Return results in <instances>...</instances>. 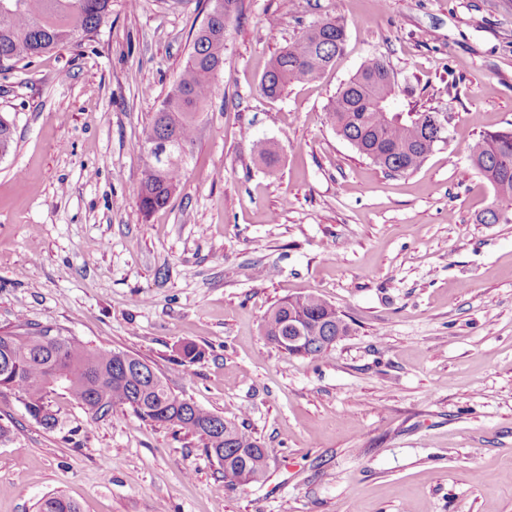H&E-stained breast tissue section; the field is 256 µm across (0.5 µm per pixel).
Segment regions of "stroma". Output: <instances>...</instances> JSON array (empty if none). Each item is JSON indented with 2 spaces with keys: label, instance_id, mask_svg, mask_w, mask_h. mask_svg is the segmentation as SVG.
I'll return each instance as SVG.
<instances>
[{
  "label": "stroma",
  "instance_id": "35a3bbf8",
  "mask_svg": "<svg viewBox=\"0 0 512 512\" xmlns=\"http://www.w3.org/2000/svg\"><path fill=\"white\" fill-rule=\"evenodd\" d=\"M212 0H112L97 32L0 71L14 146L0 159V327L62 330L137 356L176 395L245 422L267 454L229 489L194 436L64 391L48 430L0 399V512L62 496L79 512H512V205L468 145L512 128V0H238L180 187L144 214L143 126ZM337 20L317 80L276 99L271 57ZM383 56L402 103L445 118L409 174L336 135L326 106ZM276 153L265 166L254 144ZM315 293L352 333L327 358L263 334ZM203 351L181 362L178 343Z\"/></svg>",
  "mask_w": 512,
  "mask_h": 512
}]
</instances>
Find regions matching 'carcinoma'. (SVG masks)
I'll use <instances>...</instances> for the list:
<instances>
[{
  "mask_svg": "<svg viewBox=\"0 0 512 512\" xmlns=\"http://www.w3.org/2000/svg\"><path fill=\"white\" fill-rule=\"evenodd\" d=\"M212 8L208 24L194 41L179 80L161 108L142 131L141 145L170 141L176 151L164 161L149 160L138 190L145 213L164 207L180 183L182 170L195 142L213 80L224 57L226 16L237 0H222ZM112 13V0H0V69L30 63L42 55L73 45L95 32ZM345 26L322 21L275 54L262 76L264 93L278 98L289 85L313 81L330 67L343 50ZM396 81L381 56L365 59L356 74L343 83L326 107L336 134L381 170L406 174L418 169L441 141L433 123L435 113L412 108L392 109ZM14 143V127L0 116V156ZM469 158L497 199L512 201V129L488 132L468 146ZM318 328L326 335L346 337L351 326L327 301L317 295L286 297L264 321V336L286 351L277 340L288 335V324ZM44 328L18 325L0 330V398L12 396L28 415L46 429L59 423L51 395L62 389L79 401L91 416L102 418L114 410L130 409L139 418L198 437L205 452L222 468L229 487L258 482L266 474V453L248 430L174 394L161 377H152L148 364L123 351L91 348L73 336L60 335L48 345L33 336ZM38 512H77L61 497L44 499Z\"/></svg>",
  "mask_w": 512,
  "mask_h": 512,
  "instance_id": "1",
  "label": "carcinoma"
}]
</instances>
